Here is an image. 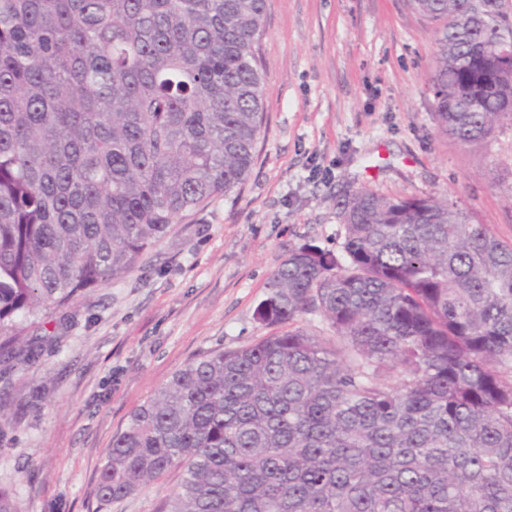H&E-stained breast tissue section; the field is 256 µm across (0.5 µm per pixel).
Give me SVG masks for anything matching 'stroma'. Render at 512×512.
Here are the masks:
<instances>
[{"label": "stroma", "instance_id": "stroma-1", "mask_svg": "<svg viewBox=\"0 0 512 512\" xmlns=\"http://www.w3.org/2000/svg\"><path fill=\"white\" fill-rule=\"evenodd\" d=\"M260 48L265 123L244 183L32 327L38 365L0 378V487L16 512H157L181 468L99 508L113 436L192 359L269 335L254 310L273 270L307 242L340 252L356 190L445 195L512 242V120L477 152L438 132L435 34L408 0H266Z\"/></svg>", "mask_w": 512, "mask_h": 512}]
</instances>
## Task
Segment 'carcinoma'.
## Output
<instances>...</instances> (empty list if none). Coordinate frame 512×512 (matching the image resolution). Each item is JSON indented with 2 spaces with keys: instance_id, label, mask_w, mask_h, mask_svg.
<instances>
[{
  "instance_id": "carcinoma-1",
  "label": "carcinoma",
  "mask_w": 512,
  "mask_h": 512,
  "mask_svg": "<svg viewBox=\"0 0 512 512\" xmlns=\"http://www.w3.org/2000/svg\"><path fill=\"white\" fill-rule=\"evenodd\" d=\"M435 26L438 131L512 119L501 0H409ZM265 0H0V373L29 326L129 273L249 174ZM342 254L303 244L254 311L276 332L187 363L129 415L98 509L183 467L158 512H512V243L445 197L370 189ZM318 314L317 333L302 325Z\"/></svg>"
}]
</instances>
